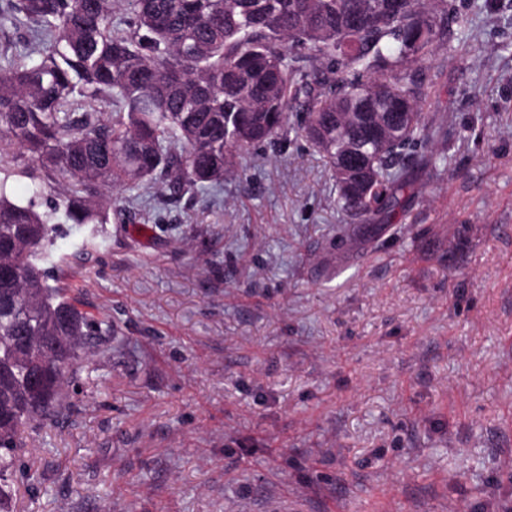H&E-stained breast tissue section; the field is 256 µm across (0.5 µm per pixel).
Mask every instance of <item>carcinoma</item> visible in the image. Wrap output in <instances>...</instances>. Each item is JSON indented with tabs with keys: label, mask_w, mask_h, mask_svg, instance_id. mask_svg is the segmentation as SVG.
<instances>
[{
	"label": "carcinoma",
	"mask_w": 512,
	"mask_h": 512,
	"mask_svg": "<svg viewBox=\"0 0 512 512\" xmlns=\"http://www.w3.org/2000/svg\"><path fill=\"white\" fill-rule=\"evenodd\" d=\"M463 23L448 0H0V31H23L0 49V512L25 430L112 335L53 282L56 225L110 223L114 191L221 186L242 149L288 134L293 103L334 172L366 165L360 195L336 176V206L392 211L398 157L429 139L413 65Z\"/></svg>",
	"instance_id": "carcinoma-1"
}]
</instances>
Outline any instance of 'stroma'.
<instances>
[{
  "mask_svg": "<svg viewBox=\"0 0 512 512\" xmlns=\"http://www.w3.org/2000/svg\"><path fill=\"white\" fill-rule=\"evenodd\" d=\"M448 10L433 139L374 225L294 106L219 191L60 226V283L112 346L28 435L17 512L512 507V0Z\"/></svg>",
  "mask_w": 512,
  "mask_h": 512,
  "instance_id": "35a3bbf8",
  "label": "stroma"
}]
</instances>
